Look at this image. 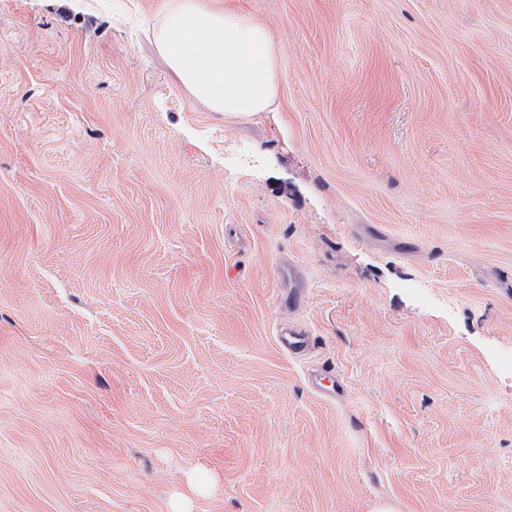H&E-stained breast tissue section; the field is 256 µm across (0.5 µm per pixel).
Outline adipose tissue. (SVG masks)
<instances>
[{
    "label": "adipose tissue",
    "mask_w": 512,
    "mask_h": 512,
    "mask_svg": "<svg viewBox=\"0 0 512 512\" xmlns=\"http://www.w3.org/2000/svg\"><path fill=\"white\" fill-rule=\"evenodd\" d=\"M154 44L175 78L208 111L234 118L276 111L278 53L260 17L218 0H173Z\"/></svg>",
    "instance_id": "obj_1"
}]
</instances>
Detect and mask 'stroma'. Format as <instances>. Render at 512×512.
I'll return each mask as SVG.
<instances>
[{"mask_svg":"<svg viewBox=\"0 0 512 512\" xmlns=\"http://www.w3.org/2000/svg\"><path fill=\"white\" fill-rule=\"evenodd\" d=\"M225 2L278 111L171 0H0V512H512V0ZM218 1H173L154 31L157 52L208 111L234 118L277 111L281 73L272 32L260 17ZM303 277L299 268L288 265V308L296 309L302 306L305 297ZM280 348L291 356L306 355L313 346V340L305 332L297 329H283L277 333Z\"/></svg>","mask_w":512,"mask_h":512,"instance_id":"obj_1","label":"stroma"}]
</instances>
